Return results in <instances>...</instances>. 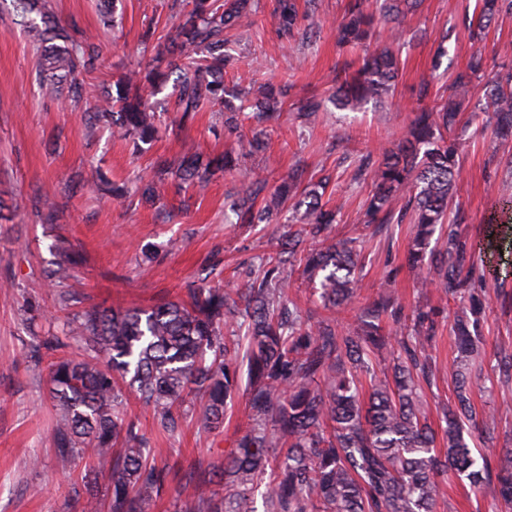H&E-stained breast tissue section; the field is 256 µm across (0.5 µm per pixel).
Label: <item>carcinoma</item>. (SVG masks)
I'll return each instance as SVG.
<instances>
[{
  "instance_id": "carcinoma-1",
  "label": "carcinoma",
  "mask_w": 512,
  "mask_h": 512,
  "mask_svg": "<svg viewBox=\"0 0 512 512\" xmlns=\"http://www.w3.org/2000/svg\"><path fill=\"white\" fill-rule=\"evenodd\" d=\"M378 0H349L337 27L340 46L365 43L375 20ZM23 23L39 51L36 79L51 97L64 85L80 96L97 100L89 133L100 126L129 141L133 152L151 144L158 132L151 99L173 82L175 110L184 125L206 104L231 113L235 123L234 89L224 84L231 57L226 34L252 23L253 0H191L175 34L164 45L177 56L179 74L156 67L128 71L112 80L115 91L77 81L95 69L97 48L91 37L67 35L52 15L47 0H20ZM419 0H383L384 20L416 10ZM472 38L496 17L512 13V0H478ZM277 33L289 39L300 26L297 0H277ZM400 69L398 54L389 48L368 57L352 76L336 75L339 106L380 103L393 92ZM485 70L483 48H473L467 68L457 74L448 97L422 107L395 149L358 160L356 175L369 177L374 191L366 200L363 224L383 230L390 224L412 225L407 263L423 268L421 286L433 287L457 300L453 331L461 370L456 374L454 399L441 408L446 447L436 445L437 434L417 392L415 376L428 378L427 356L435 336L434 308H420L408 333L393 337L391 324L401 327L402 308L390 291L365 307L357 324L340 329L329 318L314 323L288 299L285 265H298L317 286L323 307L334 310L352 301L358 290L357 239L325 235L336 221L322 204L323 186L302 193V210L295 220L302 233L278 243L245 289L193 288L190 303L167 301L148 309H86L69 322L65 336L42 338L39 348L50 357L51 399L60 412L56 429V460L70 475L84 449L93 451L84 473L83 512H98L109 499L111 512H149L170 482V469L158 463L155 449L127 418V395L119 378L130 377L129 388L152 408L153 420L166 433L178 430L181 410L189 397L199 401L197 420L216 430L235 396L243 394L249 427L223 466L200 480L193 512H436L441 478L452 470L469 484L482 488L497 483L499 495L512 502V450L495 460H478L465 439L466 427L479 414L471 400L485 352L481 334L483 304L474 289L486 275L472 259L473 244L448 227L445 247L428 248L448 220L456 189L457 150L448 134L469 105L465 94L472 77ZM286 90L265 87L253 104L254 118L264 122L283 110ZM483 111L492 113L498 133L512 135V71L499 72L487 83ZM199 155L186 152L174 160H160L156 173L182 183L203 178ZM304 171L294 169L288 183L264 199L256 178L244 189L246 201L232 205L238 224H261L277 213L282 195L298 188ZM403 201L399 208L393 201ZM319 240L306 248L301 234ZM76 256L47 271L38 287L53 286L70 277ZM235 326L246 340L244 350L224 344V327ZM81 353L66 351L68 340ZM390 351L391 373L378 375V354ZM247 367V384L241 366ZM224 484L216 501L208 485ZM262 510H257L256 496Z\"/></svg>"
}]
</instances>
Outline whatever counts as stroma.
Instances as JSON below:
<instances>
[{
  "label": "stroma",
  "mask_w": 512,
  "mask_h": 512,
  "mask_svg": "<svg viewBox=\"0 0 512 512\" xmlns=\"http://www.w3.org/2000/svg\"><path fill=\"white\" fill-rule=\"evenodd\" d=\"M347 0H319L310 41L289 50L276 34L275 0H258L251 25L232 30L229 47L237 59L226 84L258 88L288 83L290 89L278 120L256 125L249 112L239 115V129L224 128V115L203 106L181 130H174L175 112L161 115L158 135L149 148L133 153L126 141L109 131L91 136L86 119L91 98L71 100L43 95L36 82L37 51L22 30L13 0H0V512H80L72 499L71 480L56 467L54 429L57 411L46 372L34 371V348L40 337L61 334L68 317L79 308L127 309L165 300H184L202 284L242 288L261 257L272 254L292 226L291 204H284L270 224H237L229 209L255 172L275 186L291 168L300 166L313 179H327L323 196L335 210L332 234L357 237L363 243L359 288L345 309L325 313L307 279L293 271L290 299L314 317L331 315L338 326L355 323L361 307L386 288H393L403 319L417 307H441L436 337L429 347L433 374L422 381L424 398L438 423V404L451 400L458 370L450 330L456 305L452 297L420 292V273L410 268L407 254L410 227L390 225L376 233L362 224L363 204L373 191L370 179H356L360 155L395 148L418 107L421 81L431 83L433 98L445 95L458 71L464 70L471 40L464 19L475 0H422L415 12L400 20L398 50L405 61L392 98L374 106L339 109L327 106L316 120L299 110L300 100L314 94L328 97L338 70L356 72L363 48H339L336 27ZM50 8L71 35L89 33L99 48L95 74L107 78L143 64L140 35L155 27L166 37L183 19L181 0H119L117 29L104 27L98 0H50ZM489 71L512 67V16L492 23L485 39ZM470 111L457 131L460 177L451 212L459 228L477 244V262L486 273L483 336L484 380L474 385L472 399L479 413L495 412L493 422L472 431L473 454L512 448V380L498 370L500 353L512 352V209L499 213L496 224L486 218L500 199L512 196V142L493 137L481 81L470 88ZM262 132L264 152L239 158L235 170L214 171L195 186L178 188L173 179L159 185V196L146 200L138 191L153 176L158 158L174 159L197 148L202 161L237 152L240 135ZM113 182L127 185L126 197L113 198L90 189L93 167ZM42 198L56 212L44 223L34 208ZM82 254L84 261L62 287L35 294L29 285L62 260V248ZM76 295L64 306L61 292ZM196 404L183 408L178 431L161 432L152 411L129 397L127 415L148 447L158 449L159 462L176 472L170 489L153 512H189L191 494L200 476L235 449L247 410L236 397L224 426L207 431L197 424ZM438 512H512L496 486L472 490L467 481L448 476L441 482Z\"/></svg>",
  "instance_id": "obj_1"
}]
</instances>
